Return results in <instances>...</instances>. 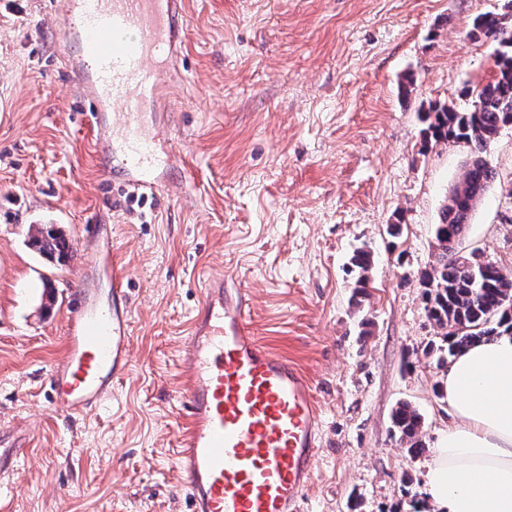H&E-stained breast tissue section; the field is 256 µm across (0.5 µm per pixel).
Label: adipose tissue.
Segmentation results:
<instances>
[{"mask_svg": "<svg viewBox=\"0 0 512 512\" xmlns=\"http://www.w3.org/2000/svg\"><path fill=\"white\" fill-rule=\"evenodd\" d=\"M440 384L452 420L427 471L433 512H512V334L463 350Z\"/></svg>", "mask_w": 512, "mask_h": 512, "instance_id": "adipose-tissue-1", "label": "adipose tissue"}]
</instances>
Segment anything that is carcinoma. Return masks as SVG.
<instances>
[{
    "instance_id": "obj_1",
    "label": "carcinoma",
    "mask_w": 512,
    "mask_h": 512,
    "mask_svg": "<svg viewBox=\"0 0 512 512\" xmlns=\"http://www.w3.org/2000/svg\"><path fill=\"white\" fill-rule=\"evenodd\" d=\"M472 35L498 42L494 78L476 91L467 111L459 112L446 105L432 107L424 129L425 138L431 142L463 143L472 152L461 180L446 195L439 222L434 225L435 261L420 277L427 318L441 330L442 344L437 347L441 360L489 336L512 331V275L473 252L458 255L452 246L464 236L473 211L497 178L484 154L507 120L512 119V0L503 11L478 17ZM33 240L49 254L64 256L72 249L68 240L50 230ZM352 264L361 272L359 287H365L369 253L356 252ZM392 424L410 454L423 450L419 440L422 417L415 407L400 403L393 412Z\"/></svg>"
}]
</instances>
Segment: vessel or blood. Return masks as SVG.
Returning a JSON list of instances; mask_svg holds the SVG:
<instances>
[{
  "mask_svg": "<svg viewBox=\"0 0 512 512\" xmlns=\"http://www.w3.org/2000/svg\"><path fill=\"white\" fill-rule=\"evenodd\" d=\"M182 0H66L63 41L99 128L103 151L120 160L124 181L161 188L173 154L158 155L167 123L148 121L165 89L180 80ZM93 263H111L112 237L90 233ZM250 296L230 279L209 277L191 327L181 391L191 425L178 465L192 512H301L313 479L322 421L311 378L254 336ZM131 310L120 276L109 299L80 279L61 363L47 371L50 404L82 415L129 371Z\"/></svg>",
  "mask_w": 512,
  "mask_h": 512,
  "instance_id": "vessel-or-blood-1",
  "label": "vessel or blood"
}]
</instances>
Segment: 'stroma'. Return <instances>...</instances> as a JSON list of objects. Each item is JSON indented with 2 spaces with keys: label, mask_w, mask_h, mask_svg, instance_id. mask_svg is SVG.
<instances>
[{
  "label": "stroma",
  "mask_w": 512,
  "mask_h": 512,
  "mask_svg": "<svg viewBox=\"0 0 512 512\" xmlns=\"http://www.w3.org/2000/svg\"><path fill=\"white\" fill-rule=\"evenodd\" d=\"M48 0H0V447L25 442L10 512H190L176 448L181 356L204 278L251 297L255 336L313 380L323 437L303 512H414L447 428L419 277L471 157L421 134L430 104L470 108L496 70L475 19L504 0H186L168 120L182 167L143 194L112 172L67 72ZM458 248L512 274V127ZM59 226L57 263L29 243ZM112 230L131 303V370L96 409L47 398L68 298L91 271L85 227ZM371 256L366 293L356 250ZM407 402L420 454L395 435ZM394 429L400 434V441L408 445V452L417 455L423 450V443L419 440L422 427V417L418 410L410 403L402 402L392 415Z\"/></svg>",
  "instance_id": "1"
}]
</instances>
